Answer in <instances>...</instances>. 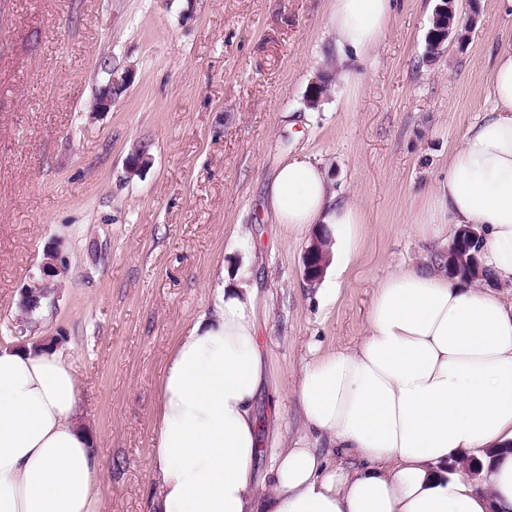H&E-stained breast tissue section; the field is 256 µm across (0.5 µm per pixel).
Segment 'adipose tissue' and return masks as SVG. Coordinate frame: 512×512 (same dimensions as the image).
Here are the masks:
<instances>
[{"label":"adipose tissue","mask_w":512,"mask_h":512,"mask_svg":"<svg viewBox=\"0 0 512 512\" xmlns=\"http://www.w3.org/2000/svg\"><path fill=\"white\" fill-rule=\"evenodd\" d=\"M393 12L394 0H333L339 51L373 53ZM488 93L492 110L410 222L424 238L481 228L487 279H449L439 261L386 273L357 342L312 347L296 388L304 434L261 475L256 299L217 289L166 361L150 512H512V300L498 293L512 286V47L496 54ZM269 206L294 229L327 225L337 269L356 256L364 214L308 157L280 166ZM322 440L340 465L328 466ZM472 460L474 478L463 473ZM0 512H103L95 438L57 348L0 346Z\"/></svg>","instance_id":"adipose-tissue-1"}]
</instances>
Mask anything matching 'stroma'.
<instances>
[{"mask_svg": "<svg viewBox=\"0 0 512 512\" xmlns=\"http://www.w3.org/2000/svg\"><path fill=\"white\" fill-rule=\"evenodd\" d=\"M435 5L396 0L379 48L342 60L331 0H0V344L53 339L69 356L105 512H146L163 367L220 274L247 268L258 294L265 466L279 437L302 432L295 388L310 346L352 345L389 270L447 253L448 236L422 240L409 221L493 107L486 77L512 46V13L458 0L476 28L431 59ZM104 59L133 82L94 113ZM323 72L331 89L309 108ZM138 142L150 162L130 175ZM300 154L365 214L328 304L303 277L312 229L268 211L277 167ZM51 248L65 271L25 315L19 290Z\"/></svg>", "mask_w": 512, "mask_h": 512, "instance_id": "obj_1", "label": "stroma"}]
</instances>
